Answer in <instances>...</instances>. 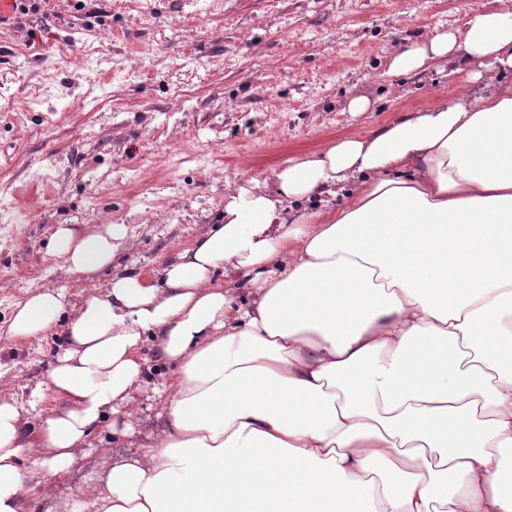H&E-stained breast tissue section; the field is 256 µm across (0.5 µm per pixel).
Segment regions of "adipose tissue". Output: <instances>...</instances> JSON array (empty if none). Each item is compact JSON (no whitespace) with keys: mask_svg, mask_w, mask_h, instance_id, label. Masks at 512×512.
Returning a JSON list of instances; mask_svg holds the SVG:
<instances>
[{"mask_svg":"<svg viewBox=\"0 0 512 512\" xmlns=\"http://www.w3.org/2000/svg\"><path fill=\"white\" fill-rule=\"evenodd\" d=\"M451 63L473 83L512 71V8L406 43L382 77ZM353 179L344 205L297 210ZM126 233L63 225L52 253L92 275ZM219 268L249 306L212 284ZM162 275L113 277L67 324L48 387L68 405L43 422L39 481L19 465L21 409L0 399V512H29L75 469L143 383L148 334L180 368L164 440L43 512H512V87L235 182L221 222ZM63 309L62 291L39 292L10 331L43 334Z\"/></svg>","mask_w":512,"mask_h":512,"instance_id":"ef3b65f1","label":"adipose tissue"}]
</instances>
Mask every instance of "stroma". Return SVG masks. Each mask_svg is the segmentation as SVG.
I'll list each match as a JSON object with an SVG mask.
<instances>
[{"instance_id": "obj_1", "label": "stroma", "mask_w": 512, "mask_h": 512, "mask_svg": "<svg viewBox=\"0 0 512 512\" xmlns=\"http://www.w3.org/2000/svg\"><path fill=\"white\" fill-rule=\"evenodd\" d=\"M499 0H50L0 28V398L24 407L30 468L42 422L65 406L47 375L63 326L10 332L17 307L64 290V318L117 274L160 281L224 209L229 184L263 180L327 141L367 134L409 111L512 86V73L471 83L429 71L380 74L406 40L464 29ZM367 95L371 111L347 112ZM89 234L122 224L111 267L88 277L51 253L59 225ZM145 381L104 420L88 454L46 497L83 500L94 473L131 443L155 444L165 418L157 389L178 368L155 337L138 349ZM131 423L136 438L122 435Z\"/></svg>"}]
</instances>
